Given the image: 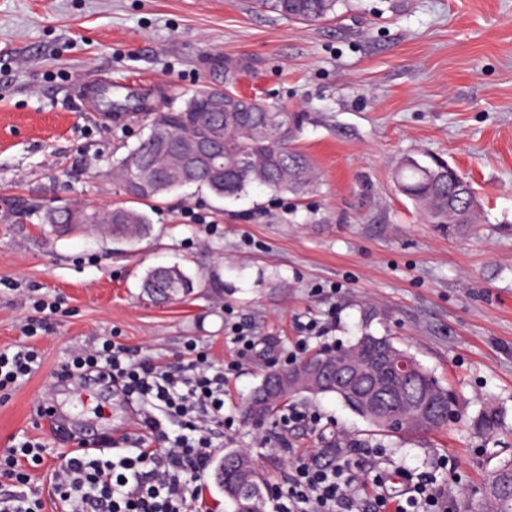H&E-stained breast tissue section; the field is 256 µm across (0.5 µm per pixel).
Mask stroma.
<instances>
[{
    "label": "stroma",
    "mask_w": 512,
    "mask_h": 512,
    "mask_svg": "<svg viewBox=\"0 0 512 512\" xmlns=\"http://www.w3.org/2000/svg\"><path fill=\"white\" fill-rule=\"evenodd\" d=\"M236 89L287 102L303 116L297 144L319 183L297 197L251 187L218 199L185 187L150 210L151 232L126 243L89 232L56 236L44 206L109 208L124 196L113 163L145 134L131 112L105 115L96 92L182 104L195 91ZM447 161L472 183L481 222L451 236L421 223L396 188L406 157ZM179 266L195 281L170 303L142 289L147 270ZM58 305L35 310V301ZM261 342L243 354L230 322ZM322 319L324 335L299 325ZM34 337H26L28 327ZM391 337L458 400L457 413L502 409L497 439L461 423L415 438L370 435L335 396L294 398L318 426L257 427L242 408L269 361ZM117 337L137 359L180 364L187 344L227 365L214 458L247 449L262 487L287 479L294 457L331 460L356 436L382 451L388 490L399 468L452 461L450 512H480L479 489L512 458V0H351L310 29L247 0H0V352L31 347L39 369L0 400V450L22 438L50 455L74 439L115 440L137 428L138 406L114 387L92 398L57 389L78 350ZM65 412L59 433L40 406Z\"/></svg>",
    "instance_id": "1"
}]
</instances>
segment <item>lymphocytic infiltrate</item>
I'll return each mask as SVG.
<instances>
[{"instance_id":"1","label":"lymphocytic infiltrate","mask_w":512,"mask_h":512,"mask_svg":"<svg viewBox=\"0 0 512 512\" xmlns=\"http://www.w3.org/2000/svg\"><path fill=\"white\" fill-rule=\"evenodd\" d=\"M196 356L172 368L137 361L127 347L102 339L73 353L65 365L73 378L90 375L118 385L141 409L139 431L127 437L126 452L60 454L53 468L54 491L70 512H200L202 488L212 443L208 425L224 421V371L207 370ZM39 356L31 349L0 353V392L15 389L36 372ZM181 430L171 433V419ZM41 443L24 439L0 453V512H42L29 490L30 469L44 466ZM359 482L348 460L294 466L287 486L271 490L274 512H388L382 472L369 482L372 499L356 497ZM407 498L396 512H448V501L433 475L408 477Z\"/></svg>"}]
</instances>
